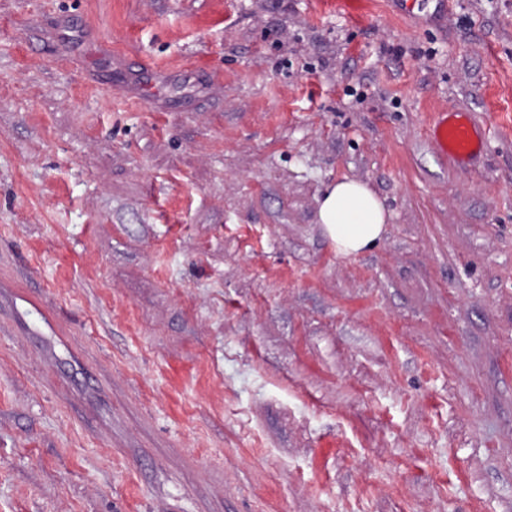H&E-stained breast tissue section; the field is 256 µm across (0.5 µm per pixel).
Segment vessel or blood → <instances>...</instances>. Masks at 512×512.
<instances>
[{
	"instance_id": "b4317fda",
	"label": "vessel or blood",
	"mask_w": 512,
	"mask_h": 512,
	"mask_svg": "<svg viewBox=\"0 0 512 512\" xmlns=\"http://www.w3.org/2000/svg\"><path fill=\"white\" fill-rule=\"evenodd\" d=\"M429 131L436 148L455 166L470 168L484 149V138L474 117L461 110L435 113Z\"/></svg>"
}]
</instances>
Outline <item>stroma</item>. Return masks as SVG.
Instances as JSON below:
<instances>
[{"label": "stroma", "instance_id": "1", "mask_svg": "<svg viewBox=\"0 0 512 512\" xmlns=\"http://www.w3.org/2000/svg\"><path fill=\"white\" fill-rule=\"evenodd\" d=\"M371 2L0 0V512H512V0ZM429 131L440 153L465 170L484 149L479 125L469 112L454 109L437 112ZM319 222L340 254H357L381 238L385 209L364 183L343 179L329 187L319 208Z\"/></svg>", "mask_w": 512, "mask_h": 512}]
</instances>
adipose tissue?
<instances>
[{"mask_svg":"<svg viewBox=\"0 0 512 512\" xmlns=\"http://www.w3.org/2000/svg\"><path fill=\"white\" fill-rule=\"evenodd\" d=\"M319 222L337 251L352 255L377 244L386 215L380 199L366 184L344 179L324 194Z\"/></svg>","mask_w":512,"mask_h":512,"instance_id":"adipose-tissue-1","label":"adipose tissue"}]
</instances>
